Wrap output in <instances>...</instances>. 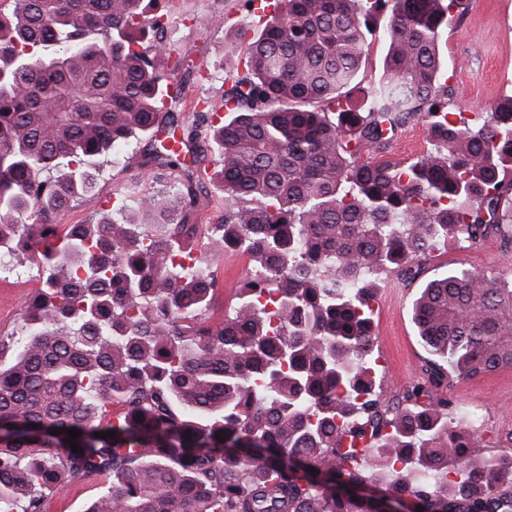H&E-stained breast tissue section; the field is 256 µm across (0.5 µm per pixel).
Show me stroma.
Here are the masks:
<instances>
[{
  "label": "stroma",
  "mask_w": 512,
  "mask_h": 512,
  "mask_svg": "<svg viewBox=\"0 0 512 512\" xmlns=\"http://www.w3.org/2000/svg\"><path fill=\"white\" fill-rule=\"evenodd\" d=\"M178 22L173 41L190 52L195 65L212 72L208 81L186 88L185 121L195 117L196 103L222 101V78L232 75L243 53L237 34L239 0H173ZM448 59L445 74L450 93L448 109L481 120L501 100L512 97V0H464V10L448 27L443 47ZM201 174L206 190L199 193L196 215L200 223L217 218L224 195L214 174L218 153L211 141L198 140ZM148 160L139 146L112 152L102 160L98 203H72L60 217L64 224H85L111 209L116 192H125L127 207L154 191L147 179ZM451 268L476 269L503 282L512 281V257L500 243L471 244L451 240L422 262L415 279L384 278L376 296V350L381 356L386 395H394L421 376L425 356L410 316L419 289ZM37 272L0 275V340L19 339L23 303L36 286ZM452 395L480 415L492 452L512 453V368L478 380H457Z\"/></svg>",
  "instance_id": "obj_1"
}]
</instances>
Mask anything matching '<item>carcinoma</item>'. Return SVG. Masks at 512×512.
Returning <instances> with one entry per match:
<instances>
[{"mask_svg": "<svg viewBox=\"0 0 512 512\" xmlns=\"http://www.w3.org/2000/svg\"><path fill=\"white\" fill-rule=\"evenodd\" d=\"M168 2L0 0V261L38 272L9 363L0 348V512H45L94 477L83 512H383L358 486L422 512H512V456L476 453L481 429L438 393L512 368V284L461 269L421 288L427 383L384 399L375 356L379 276L450 236L512 241V97L473 126L449 119L441 82L462 0H274L259 29L240 0L227 116L187 126L157 66L196 74ZM381 13L383 73L357 89ZM419 121L430 149L391 158L388 134ZM201 127L221 163L212 224L182 151ZM142 139L149 177L186 192L59 223L96 202L102 157ZM227 252L254 274L216 319L208 256Z\"/></svg>", "mask_w": 512, "mask_h": 512, "instance_id": "obj_1", "label": "carcinoma"}]
</instances>
